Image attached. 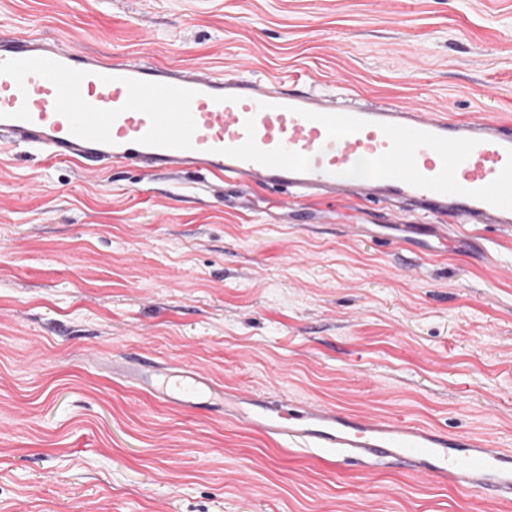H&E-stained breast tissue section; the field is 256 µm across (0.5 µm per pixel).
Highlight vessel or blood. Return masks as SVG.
Listing matches in <instances>:
<instances>
[{
  "label": "vessel or blood",
  "instance_id": "b4317fda",
  "mask_svg": "<svg viewBox=\"0 0 512 512\" xmlns=\"http://www.w3.org/2000/svg\"><path fill=\"white\" fill-rule=\"evenodd\" d=\"M0 138L99 170H197L231 188L318 201L350 197L363 214L383 211L397 239L427 236L430 255L447 250L452 224L512 231L511 121L421 112L281 79L104 59L26 35L0 42ZM363 159L373 172L346 181ZM401 208L422 223H403ZM112 373L172 406L222 395L225 418L289 452L333 448L353 463L396 464L512 505V450L484 436L222 390L185 365L129 357Z\"/></svg>",
  "mask_w": 512,
  "mask_h": 512
}]
</instances>
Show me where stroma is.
Returning <instances> with one entry per match:
<instances>
[{
	"label": "stroma",
	"mask_w": 512,
	"mask_h": 512,
	"mask_svg": "<svg viewBox=\"0 0 512 512\" xmlns=\"http://www.w3.org/2000/svg\"><path fill=\"white\" fill-rule=\"evenodd\" d=\"M23 34L512 120V0H0ZM247 196L0 142V512H499L113 380L141 356L512 449V233L424 261L354 202Z\"/></svg>",
	"instance_id": "35a3bbf8"
}]
</instances>
